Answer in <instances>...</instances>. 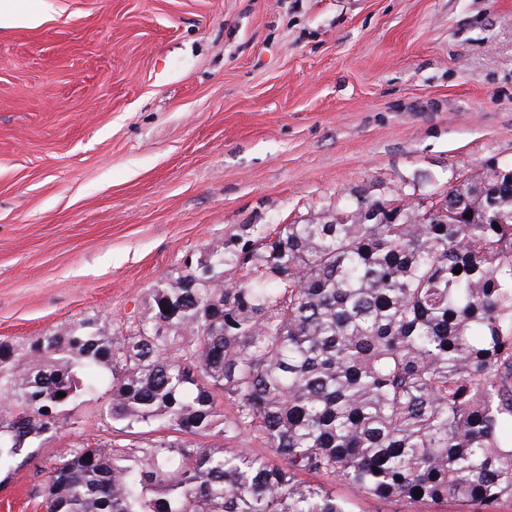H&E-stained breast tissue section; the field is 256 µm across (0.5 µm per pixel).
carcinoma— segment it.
I'll return each mask as SVG.
<instances>
[{"label": "carcinoma", "mask_w": 512, "mask_h": 512, "mask_svg": "<svg viewBox=\"0 0 512 512\" xmlns=\"http://www.w3.org/2000/svg\"><path fill=\"white\" fill-rule=\"evenodd\" d=\"M202 253L126 335L84 319L0 344V466L66 421L85 367L109 373L112 419L174 431L61 449L34 473L44 512H354L336 484L512 502V161L244 224Z\"/></svg>", "instance_id": "1"}]
</instances>
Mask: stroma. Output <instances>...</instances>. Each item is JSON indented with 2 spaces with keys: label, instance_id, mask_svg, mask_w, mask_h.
Here are the masks:
<instances>
[{
  "label": "stroma",
  "instance_id": "obj_1",
  "mask_svg": "<svg viewBox=\"0 0 512 512\" xmlns=\"http://www.w3.org/2000/svg\"><path fill=\"white\" fill-rule=\"evenodd\" d=\"M0 26V342L124 328L151 288L244 224L512 161V0H13ZM101 383L0 468L125 439ZM357 512H456L352 496Z\"/></svg>",
  "mask_w": 512,
  "mask_h": 512
}]
</instances>
